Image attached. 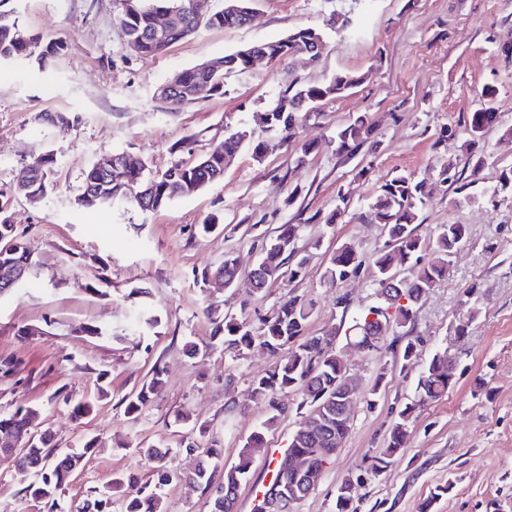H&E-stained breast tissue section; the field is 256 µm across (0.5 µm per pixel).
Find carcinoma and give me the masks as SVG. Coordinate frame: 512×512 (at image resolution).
I'll use <instances>...</instances> for the list:
<instances>
[{
    "mask_svg": "<svg viewBox=\"0 0 512 512\" xmlns=\"http://www.w3.org/2000/svg\"><path fill=\"white\" fill-rule=\"evenodd\" d=\"M188 0H131L124 8L120 23L127 41L138 45V54L156 56L170 46L192 35L201 26L234 28L243 25L242 19L228 17L224 11L212 14V17L195 21L186 19V24L171 29L165 40L157 39L153 29V16L170 9L183 8ZM321 39L319 33L311 28H300L288 34L291 45H307L313 39ZM63 50L60 43L44 44L40 38L29 34L15 23L0 21V61L34 57L44 61ZM244 50L227 55L217 62V67L207 73H197L193 69L185 70L187 81L185 90L175 92L167 104L176 109L186 103L203 100L224 93V72L244 70ZM357 82L353 75L345 74L325 85H303L288 99V102H305L314 106L331 95H337ZM275 105L264 112L266 127L277 128L290 139L295 135V126L299 120L297 112H281ZM497 114L489 106L469 114L465 121L471 136L478 139L485 130L496 123ZM371 133V125L364 118H358L342 129L338 135L337 150L350 153L359 142ZM242 144L240 133H231L218 142L212 154L190 163L179 161L170 167L161 177L147 175V162L133 154L125 156L124 163L112 168L106 175L97 166L86 173L84 189L78 198V204L87 207L107 206L118 199H129L145 212L156 211L173 200L186 195L189 184L203 189L220 180L223 176V160L227 154H236ZM54 163L53 154L46 152L38 156L31 165L33 184L27 194L33 202L41 201L50 190L48 170ZM424 182L416 181L407 175H396L382 184L369 206L370 215L376 223L383 226L387 244L371 260L374 269L375 288H383L393 267L410 259L417 266L411 268L410 275L396 281L393 294L383 299L380 305L372 306L362 312L355 320V328L346 336L349 343L375 354L389 349L387 332L394 333L393 341H405L402 347L403 361L408 362L413 355L412 339L406 338L402 329L410 325L415 317L421 299L438 281L448 274L450 257L468 235L464 224H444L436 240L425 242L416 234L414 226L417 207L423 203ZM300 231L298 224H284L278 234L265 242L261 252L262 274L247 277V288L256 294L266 288L278 277L282 269H287L292 279L305 275L308 257L299 255L294 242ZM428 252L430 258L421 261L422 252ZM365 260L352 244L337 249L329 259L325 277L337 282L351 274L359 273ZM224 279V288L238 286L240 272L236 257L232 252H224V262L213 272L202 274V280L213 277ZM385 324V334L373 338L369 332V315ZM313 316V304L294 297L279 305L272 315L253 324L245 315L226 314L223 318H214V335L224 336V349L239 351L254 344L264 348L274 358L270 370L251 380L247 391L254 402L267 404L274 411L265 424L272 423L278 415L284 413L285 404L281 397L293 393L300 398V405L309 407V412H318L323 424L318 432L298 439H292L287 452L282 456L268 459L272 479H277L281 471L288 469L287 459L292 454H300L315 469L313 481L320 483L322 462L329 455H335L336 447L347 439L351 422L342 416V401L350 389L357 384L347 374L346 360L336 352L333 337L336 329L329 330L323 336L305 335L306 326ZM448 350L437 351L426 367L421 371L416 386L418 401L404 404L397 412L389 427L384 448L371 457L367 470L374 473L384 471L402 454L410 425L415 421L416 410L421 404L435 401L448 393L452 385L449 369ZM164 380L162 371L157 369L145 381L139 390L129 394L126 399L125 413L129 418L139 417L147 403L162 389ZM41 411L30 406H19L8 415H0V434L8 433L21 436L29 426L38 425ZM264 433L253 432L242 446L238 458L230 465L224 464L221 451L210 448L206 451L208 462L198 464L191 473L172 471L163 464L166 452L157 446L140 449L145 457L155 463L154 478L130 490L115 500L112 490L97 494L86 501L83 512H156L164 487L185 481L204 487L210 491V512H233L240 485L247 480L257 452L263 447ZM94 448L89 439L83 446V452L71 453L58 448L48 447L43 434L26 441L12 462L35 474L34 483L26 488V496L48 506L49 512L61 508L57 492L69 482L74 472L83 468L85 457Z\"/></svg>",
    "mask_w": 512,
    "mask_h": 512,
    "instance_id": "obj_1",
    "label": "carcinoma"
}]
</instances>
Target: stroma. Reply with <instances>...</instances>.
<instances>
[{"label": "stroma", "instance_id": "1", "mask_svg": "<svg viewBox=\"0 0 512 512\" xmlns=\"http://www.w3.org/2000/svg\"><path fill=\"white\" fill-rule=\"evenodd\" d=\"M123 9V0H0L6 20L64 46L43 63L0 61V211L36 260L24 285L0 296V364H15L0 373V412L39 408L40 429L57 448L95 438L83 470L57 494L65 512H81L113 478L150 480L143 445L170 448L166 465L181 472L214 445L233 463L259 428L266 454L287 448L306 409L289 396L286 412L269 422V408L250 402L246 389L272 357L256 346L225 352L205 308L256 321L299 296L315 306L307 335L348 330L380 302L373 269L335 283L324 272L343 244L366 258L383 248L386 236L366 213L378 187L397 174L426 182L415 220L422 239L435 238L444 224L467 225L468 236L407 328L416 343L411 363L396 346L377 356L337 343L349 374L365 387L353 397L343 447L296 510L335 512L336 489L353 475L362 479L356 512H419L429 496L431 512H512V195L496 189L501 171L512 167V56L504 54L512 47V0H256L247 26L204 27L153 57L129 49ZM299 28L321 34L316 62L302 55L258 62L226 74L223 94L176 110L156 95L176 72ZM341 74L357 84L324 100L294 138L257 129V114L284 95ZM485 88L495 91L498 122L475 145L465 121L482 108ZM361 115L371 134L354 152L338 153L337 132ZM231 129L254 131L264 153L257 158L242 148L223 179L203 191L148 213L125 200L77 203L86 171L106 156L134 153L158 176L181 161L170 150L175 142L194 137L200 157ZM449 129L453 137L444 138ZM305 142L315 150L302 162ZM475 151L484 155L477 171L468 164ZM45 152L55 159L53 189L32 204L15 186ZM448 167L459 181L443 180ZM341 199L344 213L325 225ZM209 221L217 228L203 233ZM284 224L301 227L294 246L308 257L304 277L281 276L257 295L242 286L206 290L201 275L225 251H235L248 273L263 238ZM149 317L156 325H146ZM87 325L99 335H86ZM442 347L452 387L421 406L402 455L379 476L367 475L370 456ZM157 368L162 392L138 419L128 418L126 396ZM381 368L374 397L366 384ZM67 396L91 403L92 413L75 418ZM185 415L207 428L192 448L183 438ZM30 481L29 471L0 465V512H47L26 497ZM441 486L446 494L434 497ZM161 510L209 512V495L173 484L162 492Z\"/></svg>", "mask_w": 512, "mask_h": 512}]
</instances>
